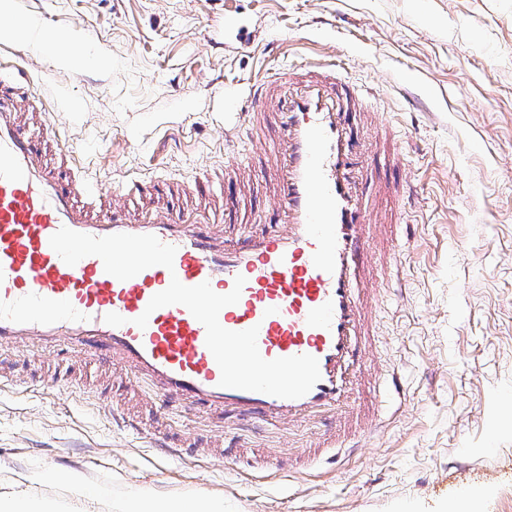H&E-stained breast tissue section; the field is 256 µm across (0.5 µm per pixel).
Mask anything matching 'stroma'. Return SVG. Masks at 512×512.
<instances>
[{
    "instance_id": "obj_1",
    "label": "stroma",
    "mask_w": 512,
    "mask_h": 512,
    "mask_svg": "<svg viewBox=\"0 0 512 512\" xmlns=\"http://www.w3.org/2000/svg\"><path fill=\"white\" fill-rule=\"evenodd\" d=\"M0 26L66 29L83 67L31 42H0L85 173L128 181L213 176L249 163L242 216L271 219L273 130L225 143L224 115L254 80L334 62L381 125L365 194L385 157L411 190L373 216L363 249L379 290L353 396L381 425L335 463H254L253 450L321 438L335 418L299 426L240 421L235 463L167 459L114 425L112 403L57 382L119 373L49 352L10 356L0 387V503L33 512H107L102 490L202 501L221 512H512V0H13ZM402 242L400 262L389 258ZM397 371L403 391L376 387ZM49 472L53 481H34ZM79 476L87 494L65 480Z\"/></svg>"
}]
</instances>
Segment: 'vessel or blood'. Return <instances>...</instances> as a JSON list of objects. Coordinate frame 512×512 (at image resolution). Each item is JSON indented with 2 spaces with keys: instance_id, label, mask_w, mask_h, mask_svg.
Listing matches in <instances>:
<instances>
[{
  "instance_id": "obj_1",
  "label": "vessel or blood",
  "mask_w": 512,
  "mask_h": 512,
  "mask_svg": "<svg viewBox=\"0 0 512 512\" xmlns=\"http://www.w3.org/2000/svg\"><path fill=\"white\" fill-rule=\"evenodd\" d=\"M332 66L304 81L251 83L245 118L225 117V131L272 126L269 198L274 227L239 223V197L226 193L217 214L162 205L170 185L137 187L141 211L117 198L123 182L66 178L50 167L34 134L25 91L0 67V350L53 351L64 346L86 360L109 358L125 372V388L155 408L177 398L203 415L233 413L269 423L294 424L341 412L359 370L370 331L373 299L361 260L373 208L361 185L366 166L353 130L361 121L359 94L336 82ZM104 237L152 234L175 246L173 268L152 266L121 281L96 256L70 266L50 246L60 228ZM246 283L220 324L231 331L257 328L263 358L314 356L320 379L303 397L284 399L224 388L206 346V329L181 305L147 312L150 299L172 279L187 286L209 282L229 293L236 276ZM124 317L108 325L106 314ZM148 314L146 328L135 318ZM113 420L147 435L164 457L229 460L233 436L220 433L198 446L190 435L147 429L139 418L113 411Z\"/></svg>"
}]
</instances>
